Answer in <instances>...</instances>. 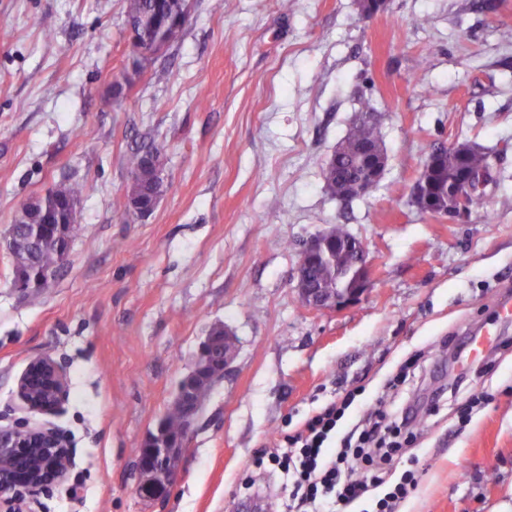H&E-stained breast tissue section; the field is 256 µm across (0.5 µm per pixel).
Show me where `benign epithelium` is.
<instances>
[{
	"label": "benign epithelium",
	"instance_id": "obj_1",
	"mask_svg": "<svg viewBox=\"0 0 512 512\" xmlns=\"http://www.w3.org/2000/svg\"><path fill=\"white\" fill-rule=\"evenodd\" d=\"M366 174L380 179L388 157L377 147L365 150ZM471 175L463 174L453 187L448 209H440L429 195L430 186L425 175H418L411 194L412 203L433 216L465 217L472 211L471 199L475 190L483 191L492 181V173L479 177L471 186ZM53 205V200L42 198L21 207V216L29 225V235L38 238L50 231L63 238L77 223L78 210L68 213V223L43 224L38 213ZM351 281L336 288H318L305 276V271L319 262L336 259L341 244L327 231L306 241L299 253L296 288L303 305L312 310L338 309L359 301L366 291L371 276V262L362 246H356ZM44 281L28 270L14 271L13 286L24 291ZM237 352L236 339L226 328H215L202 342L192 371L179 384L176 404L186 415L183 430L170 435L157 427L140 450L138 470L142 475L140 492L154 497L167 494L177 471V455L193 428L195 417L203 403L197 389L223 376L233 363ZM18 392L28 410L42 416L58 413L68 394L65 366L49 355H39L28 363L18 380ZM72 462V448L67 437L49 422L33 425L28 421L0 426V508L5 512H20L23 502L41 493L45 488L62 481Z\"/></svg>",
	"mask_w": 512,
	"mask_h": 512
}]
</instances>
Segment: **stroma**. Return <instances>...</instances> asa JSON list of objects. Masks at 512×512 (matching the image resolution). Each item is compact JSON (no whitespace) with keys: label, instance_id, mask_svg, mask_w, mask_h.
<instances>
[{"label":"stroma","instance_id":"35a3bbf8","mask_svg":"<svg viewBox=\"0 0 512 512\" xmlns=\"http://www.w3.org/2000/svg\"><path fill=\"white\" fill-rule=\"evenodd\" d=\"M49 17L48 28L35 18ZM512 0H187L159 53L136 58L125 0H0V423L29 418L31 358L67 364L52 423L66 479L29 512H278L283 475L262 452L355 393L344 436L380 403L411 411L415 440L386 477L417 486L394 512H512V347L465 363L449 336L487 326L512 287ZM436 51L423 56L428 44ZM388 165L343 202L323 168L362 105ZM491 156L487 207L420 213L412 185L431 144ZM149 144L168 185L153 213L114 206L126 155ZM85 182L66 263L20 292L4 236L23 203ZM336 224L374 264L340 310L300 301V245ZM237 340L162 497L138 486L140 450L215 326ZM413 381L388 386L412 355Z\"/></svg>","mask_w":512,"mask_h":512}]
</instances>
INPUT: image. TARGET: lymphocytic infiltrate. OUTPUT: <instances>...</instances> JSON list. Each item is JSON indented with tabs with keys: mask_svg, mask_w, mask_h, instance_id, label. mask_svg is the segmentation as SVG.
Masks as SVG:
<instances>
[{
	"mask_svg": "<svg viewBox=\"0 0 512 512\" xmlns=\"http://www.w3.org/2000/svg\"><path fill=\"white\" fill-rule=\"evenodd\" d=\"M341 411L327 408L307 424L306 434L292 435L275 461L290 489L284 512H336V504L356 498L368 486H380L379 470L402 445L409 424L404 408L370 414L342 439L329 444Z\"/></svg>",
	"mask_w": 512,
	"mask_h": 512,
	"instance_id": "lymphocytic-infiltrate-1",
	"label": "lymphocytic infiltrate"
}]
</instances>
